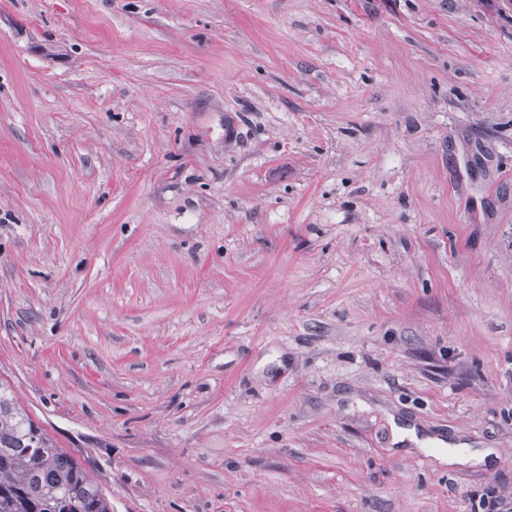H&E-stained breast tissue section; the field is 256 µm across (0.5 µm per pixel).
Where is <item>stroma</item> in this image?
<instances>
[{
    "label": "stroma",
    "mask_w": 512,
    "mask_h": 512,
    "mask_svg": "<svg viewBox=\"0 0 512 512\" xmlns=\"http://www.w3.org/2000/svg\"><path fill=\"white\" fill-rule=\"evenodd\" d=\"M1 382L112 512L512 500V0H0ZM456 448H450L448 450V457L442 458L443 462H447L448 465L453 464H466L470 462L474 463H484L485 459L491 456L494 451L487 449L483 452L479 453H470L466 448L464 443H457L455 445Z\"/></svg>",
    "instance_id": "stroma-1"
}]
</instances>
